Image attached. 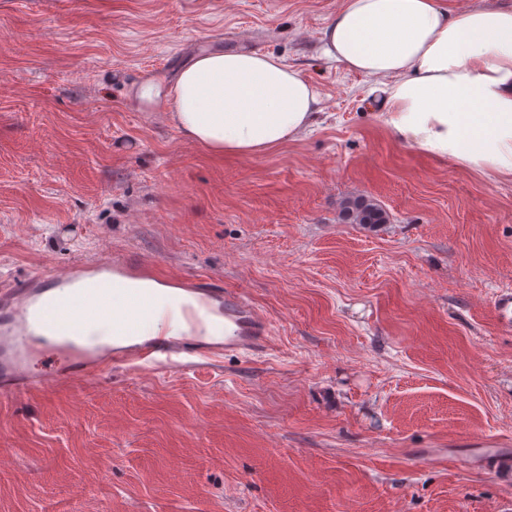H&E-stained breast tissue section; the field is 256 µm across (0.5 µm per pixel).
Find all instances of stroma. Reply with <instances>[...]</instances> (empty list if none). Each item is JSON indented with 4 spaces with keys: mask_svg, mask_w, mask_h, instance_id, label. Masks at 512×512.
Instances as JSON below:
<instances>
[{
    "mask_svg": "<svg viewBox=\"0 0 512 512\" xmlns=\"http://www.w3.org/2000/svg\"><path fill=\"white\" fill-rule=\"evenodd\" d=\"M344 0H0V285L126 255L235 290L257 353L53 375L0 400V512H512V178L399 142L322 58ZM271 53L322 98L263 155L144 103L196 52ZM366 196L389 214L339 218Z\"/></svg>",
    "mask_w": 512,
    "mask_h": 512,
    "instance_id": "35a3bbf8",
    "label": "stroma"
}]
</instances>
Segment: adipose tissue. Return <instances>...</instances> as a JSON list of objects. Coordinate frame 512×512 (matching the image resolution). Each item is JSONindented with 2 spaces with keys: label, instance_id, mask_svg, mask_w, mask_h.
<instances>
[{
  "label": "adipose tissue",
  "instance_id": "adipose-tissue-1",
  "mask_svg": "<svg viewBox=\"0 0 512 512\" xmlns=\"http://www.w3.org/2000/svg\"><path fill=\"white\" fill-rule=\"evenodd\" d=\"M322 55L379 79L395 138L457 167L512 177V9L454 12L446 0H345ZM170 122L215 155L251 157L297 140L321 98L281 58L205 50L169 88Z\"/></svg>",
  "mask_w": 512,
  "mask_h": 512
}]
</instances>
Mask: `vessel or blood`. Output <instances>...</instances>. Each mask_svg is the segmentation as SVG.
Wrapping results in <instances>:
<instances>
[{
    "mask_svg": "<svg viewBox=\"0 0 512 512\" xmlns=\"http://www.w3.org/2000/svg\"><path fill=\"white\" fill-rule=\"evenodd\" d=\"M126 262L115 257L80 263L59 274L56 298H46L33 283L0 291V395L24 393L38 384L30 363L45 352L64 358L69 379L98 371L103 362L179 366L195 357L216 359L230 352L250 353L265 346L270 335L265 315L237 292L204 283L197 292L206 303L224 307L215 325L221 342L201 344L206 329L179 297L157 305L143 290L128 288ZM111 321L112 337L92 342L81 336L83 325Z\"/></svg>",
    "mask_w": 512,
    "mask_h": 512,
    "instance_id": "b4317fda",
    "label": "vessel or blood"
}]
</instances>
